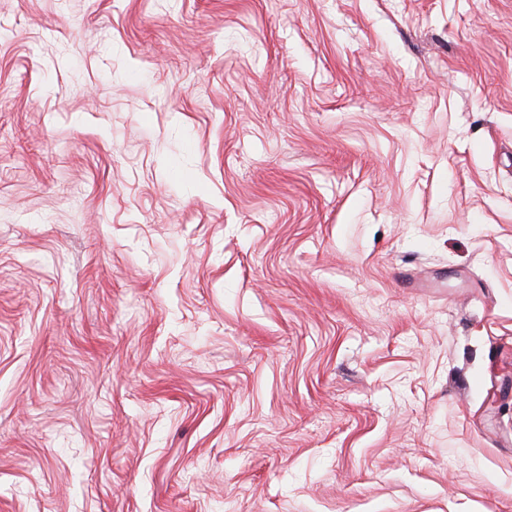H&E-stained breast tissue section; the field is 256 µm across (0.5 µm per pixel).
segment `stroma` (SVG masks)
<instances>
[{
  "mask_svg": "<svg viewBox=\"0 0 512 512\" xmlns=\"http://www.w3.org/2000/svg\"><path fill=\"white\" fill-rule=\"evenodd\" d=\"M0 512H512V0H0Z\"/></svg>",
  "mask_w": 512,
  "mask_h": 512,
  "instance_id": "obj_1",
  "label": "stroma"
}]
</instances>
